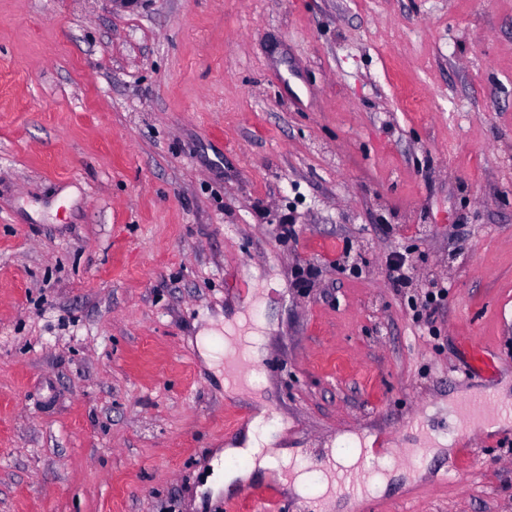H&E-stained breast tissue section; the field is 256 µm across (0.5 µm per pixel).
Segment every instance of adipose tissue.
I'll return each mask as SVG.
<instances>
[{"label":"adipose tissue","instance_id":"ef3b65f1","mask_svg":"<svg viewBox=\"0 0 512 512\" xmlns=\"http://www.w3.org/2000/svg\"><path fill=\"white\" fill-rule=\"evenodd\" d=\"M272 442L263 417H256L250 424L242 445L225 449L214 460L209 487L216 491L272 474L297 498L303 512H330L336 496L328 491V480L324 471H305L300 457L285 450H272Z\"/></svg>","mask_w":512,"mask_h":512}]
</instances>
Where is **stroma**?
Masks as SVG:
<instances>
[{"mask_svg":"<svg viewBox=\"0 0 512 512\" xmlns=\"http://www.w3.org/2000/svg\"><path fill=\"white\" fill-rule=\"evenodd\" d=\"M504 384L512 0H0V512H226L262 410L388 460L372 512H512ZM203 355L206 358H209L211 360H219L218 357L215 355L216 353L220 352L224 348V356L227 354H233L234 348L230 346V341L226 338L223 339L222 336L218 335L217 333L206 330L203 332Z\"/></svg>","mask_w":512,"mask_h":512,"instance_id":"1","label":"stroma"}]
</instances>
